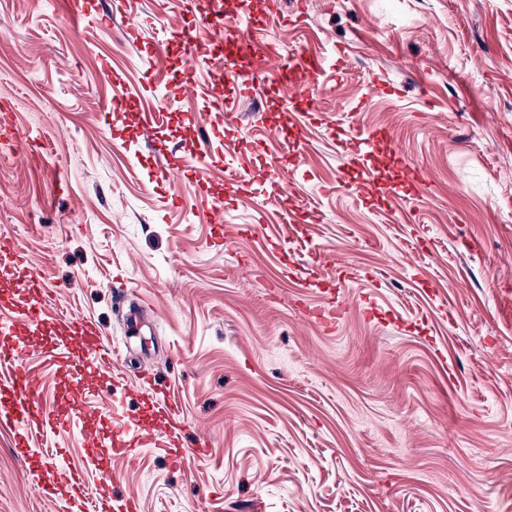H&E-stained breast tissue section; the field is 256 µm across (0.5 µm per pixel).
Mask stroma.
<instances>
[{
    "instance_id": "obj_1",
    "label": "stroma",
    "mask_w": 512,
    "mask_h": 512,
    "mask_svg": "<svg viewBox=\"0 0 512 512\" xmlns=\"http://www.w3.org/2000/svg\"><path fill=\"white\" fill-rule=\"evenodd\" d=\"M277 2L224 0L216 45L213 0H83L79 17L0 0V239L53 314L122 352L80 425L47 440L0 426V512H73L39 494V458L87 466L141 512H512V0ZM170 26L186 42L157 49ZM241 28L321 59L310 100L285 101L272 67L239 97L223 73ZM156 77L170 109L147 142L135 106L111 103ZM226 97L222 122L187 121ZM354 125L387 134L358 149L363 197ZM187 148L206 197L156 175ZM256 167L278 176L240 191ZM334 297L333 327L307 317ZM149 394L181 418L182 458L89 468L108 420L155 429Z\"/></svg>"
}]
</instances>
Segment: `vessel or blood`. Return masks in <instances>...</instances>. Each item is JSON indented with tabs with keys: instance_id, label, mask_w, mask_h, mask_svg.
Returning a JSON list of instances; mask_svg holds the SVG:
<instances>
[{
	"instance_id": "vessel-or-blood-1",
	"label": "vessel or blood",
	"mask_w": 512,
	"mask_h": 512,
	"mask_svg": "<svg viewBox=\"0 0 512 512\" xmlns=\"http://www.w3.org/2000/svg\"><path fill=\"white\" fill-rule=\"evenodd\" d=\"M253 52L262 57L266 64L279 70H302L309 77H317L321 66L315 56L310 54L283 55L269 43H252ZM224 77L229 82L239 84L241 88H253L259 80V71L238 68L234 62L224 65ZM196 151L182 154H167L157 172L168 177L178 174L204 183V172L196 163ZM0 277L12 278L16 287L21 288L27 298L17 310V321L26 328L29 341L19 345L12 341L0 342V367L6 369L12 389V418L24 427L27 434L44 431H61L70 428L80 416L79 409L71 403H60L47 408L41 391V379L37 371L30 368L27 355L44 351L49 345V336L66 331L67 335L80 337L79 349L62 348L54 352L51 362L56 370L64 374L68 387L79 394L95 386L96 372L93 362L106 363L110 360L108 350L103 347L101 330L86 321L66 318L47 317L42 307L43 286L41 279L28 271L24 258L11 246H0ZM152 408L157 422L164 426L168 442L165 453L171 459H179L183 448L179 438L180 423L174 417L170 406L163 402H153ZM149 430L140 422H132L128 433L113 436L102 447L91 449L90 459L100 472H107L113 455L131 457L139 448L151 444ZM39 487L45 497L53 498L67 494L74 498L76 512L86 508L83 494V480L80 469H73L68 480H60L51 462L39 465Z\"/></svg>"
}]
</instances>
